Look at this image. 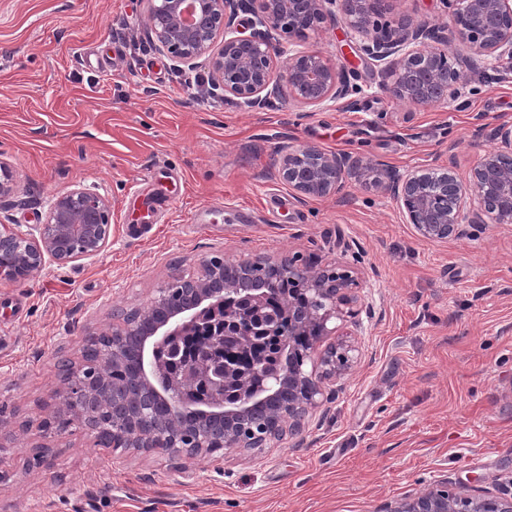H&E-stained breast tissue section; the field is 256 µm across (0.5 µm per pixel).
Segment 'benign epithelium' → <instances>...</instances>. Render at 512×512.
<instances>
[{
  "label": "benign epithelium",
  "instance_id": "benign-epithelium-1",
  "mask_svg": "<svg viewBox=\"0 0 512 512\" xmlns=\"http://www.w3.org/2000/svg\"><path fill=\"white\" fill-rule=\"evenodd\" d=\"M152 38L172 60L190 67L202 66L214 86L224 90V100L247 108H264L274 101L298 108L324 109L350 99L355 89L346 70L319 50L295 51L282 58L276 35L304 41L341 21L358 34L359 56L379 68V88L407 105L430 107L461 95L463 69L512 66V0H443L448 25L438 29L425 20L379 24L387 0H145ZM253 15L249 34L238 29L239 14ZM490 146L462 176L453 157L446 166H419L404 173L365 160L350 152H332L290 140L278 146L274 160L280 180L299 199L337 197L353 181H367L391 195L423 239L446 242L470 235L475 226L512 224V122H501L486 134ZM16 176L0 161V196L13 191ZM111 204L105 195L77 186L52 198L45 222L22 232L0 225V246H14L20 263L15 269L0 267V281L22 283L40 272L48 260L67 264L97 255L107 245ZM274 261L291 278L308 283L316 308L303 321L317 324V336L308 355L312 370L298 373L289 366L284 382L296 400L280 405L268 422L269 431L254 443L234 429L230 417L212 409L194 411L197 424L224 437L227 448H258L283 437L301 442L305 421L319 409L324 393L350 374L358 361L359 346L342 337L341 327H328L333 319L356 315L359 302L358 273L336 266L308 265L298 254L276 259L258 256L255 268ZM221 257L202 261L199 274L173 275L157 289L154 308L178 287L184 301L171 305L167 318L184 317L188 307L224 293L212 284L222 277ZM162 323L150 326L142 338V359L135 385L158 396L162 389L151 377L149 339L160 334ZM129 325L122 321L85 337L88 345L102 341L120 353ZM105 448H133L159 454H184L168 422L152 424L120 409L112 413L107 434L86 424ZM380 512H512V477L493 491L452 486L448 478L429 485L411 498L388 504Z\"/></svg>",
  "mask_w": 512,
  "mask_h": 512
}]
</instances>
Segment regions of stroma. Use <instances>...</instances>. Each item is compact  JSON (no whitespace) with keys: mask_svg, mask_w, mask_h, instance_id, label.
Wrapping results in <instances>:
<instances>
[{"mask_svg":"<svg viewBox=\"0 0 512 512\" xmlns=\"http://www.w3.org/2000/svg\"><path fill=\"white\" fill-rule=\"evenodd\" d=\"M400 16L448 19L442 0H391L383 21ZM348 34L339 23L303 46L351 72L357 107L214 109L153 49L144 0H0V161L17 176L0 225L30 230L78 185L112 205L99 255L0 282V417L16 438L0 451V512H381L443 477L491 490L512 476V227L430 242L371 184L302 201L272 167L292 137L400 172L452 155L467 170L476 115L512 121V72H471L458 100L405 105ZM288 253L363 285L358 364L298 447L187 459L42 430L62 362L115 313L205 258Z\"/></svg>","mask_w":512,"mask_h":512,"instance_id":"stroma-1","label":"stroma"}]
</instances>
